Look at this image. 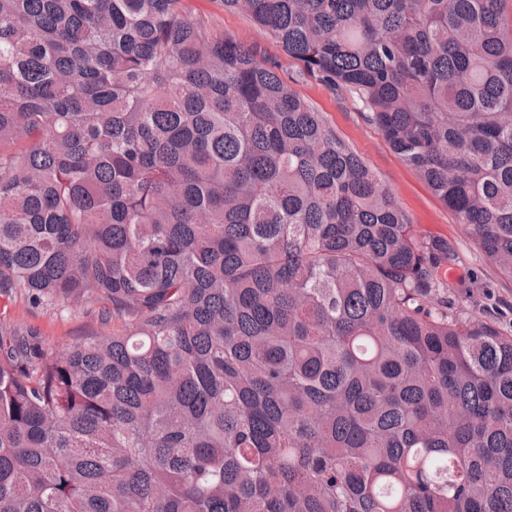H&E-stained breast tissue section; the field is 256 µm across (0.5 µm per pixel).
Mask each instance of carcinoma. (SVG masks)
<instances>
[{
	"label": "carcinoma",
	"mask_w": 512,
	"mask_h": 512,
	"mask_svg": "<svg viewBox=\"0 0 512 512\" xmlns=\"http://www.w3.org/2000/svg\"><path fill=\"white\" fill-rule=\"evenodd\" d=\"M512 279V0H224ZM183 0H0V512H512V335ZM1 315L0 311V319ZM2 316H6L11 324L18 327H37L45 343L51 346H60L91 333L112 335L113 331L124 330L120 321L111 320L108 324L101 325L94 314L86 313V310L79 307H74L61 315L47 313L34 308L20 293L8 305L7 315Z\"/></svg>",
	"instance_id": "carcinoma-1"
}]
</instances>
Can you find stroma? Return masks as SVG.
I'll list each match as a JSON object with an SVG mask.
<instances>
[{"label":"stroma","mask_w":512,"mask_h":512,"mask_svg":"<svg viewBox=\"0 0 512 512\" xmlns=\"http://www.w3.org/2000/svg\"><path fill=\"white\" fill-rule=\"evenodd\" d=\"M193 17L208 21L214 34L228 35L258 55L275 61L293 89L323 112L337 134L380 176L398 204L411 216L419 231L450 241L458 260L447 274L448 294L467 314L484 319L496 315L499 328L512 333V280L499 274L474 246L451 213L430 193L401 158L389 147L357 105L341 92L299 77L298 63L255 27L245 15L226 9L223 0H184ZM7 320L18 327H37L45 343L59 346L91 334L122 331L121 322L100 324L94 314L74 308L53 314L33 307L25 296L9 304Z\"/></svg>","instance_id":"35a3bbf8"}]
</instances>
